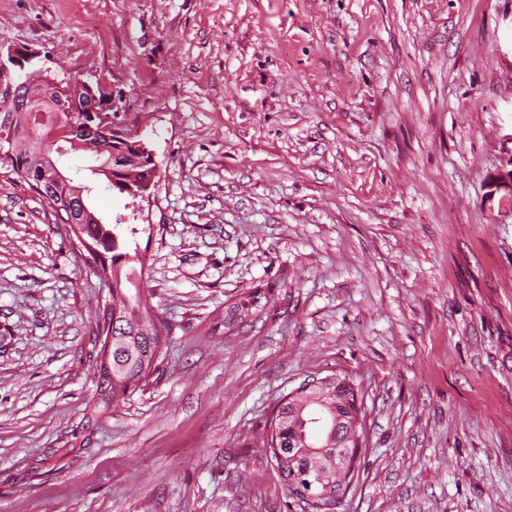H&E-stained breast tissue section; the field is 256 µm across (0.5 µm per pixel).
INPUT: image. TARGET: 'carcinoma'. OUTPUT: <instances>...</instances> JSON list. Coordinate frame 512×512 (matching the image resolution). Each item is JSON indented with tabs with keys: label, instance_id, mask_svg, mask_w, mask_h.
<instances>
[{
	"label": "carcinoma",
	"instance_id": "cac0c4a2",
	"mask_svg": "<svg viewBox=\"0 0 512 512\" xmlns=\"http://www.w3.org/2000/svg\"><path fill=\"white\" fill-rule=\"evenodd\" d=\"M47 119L38 121L37 113L16 110L10 113L8 121L0 118V148L4 147L15 155L9 173L27 185L44 177L45 157L60 159L63 153L57 147L49 146L45 156L39 155L27 135L33 130L38 136H48L55 128L67 126L69 115L46 109ZM111 121L98 134L105 151L92 154L94 164L89 166L91 176H102L106 189L124 195L131 200L144 196L153 183L152 165L135 164L128 157L147 153V143L125 125V113H110ZM96 190L94 182L76 183L67 178L64 183L44 181L43 190L37 192L42 198H49L56 205L54 221L69 228L77 227L98 252L97 265L92 273L101 280L112 282L109 302L112 303V368L95 364L93 382L95 393L84 416L86 425L97 422L109 409L125 398L128 392L141 389L149 384L150 377L158 367V361L165 356V341L162 339L163 324L143 295L145 256L126 250L127 238L136 234L131 225L105 224L92 209L90 200ZM265 294L260 289L250 291L248 298L228 307L224 311V328L231 332L252 326L266 305L261 303ZM302 418L283 404L271 423V435L267 444L274 448L280 443L284 459L275 461L290 495L304 503L310 512H324L325 506L336 498V490L348 486L351 474L336 471V459H314L303 453L300 457L290 453L288 442L301 429ZM312 471L329 486L326 497H310L300 491L301 484L292 482L293 472Z\"/></svg>",
	"mask_w": 512,
	"mask_h": 512
}]
</instances>
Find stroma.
I'll list each match as a JSON object with an SVG mask.
<instances>
[{"label":"stroma","instance_id":"1","mask_svg":"<svg viewBox=\"0 0 512 512\" xmlns=\"http://www.w3.org/2000/svg\"><path fill=\"white\" fill-rule=\"evenodd\" d=\"M0 44L106 79L148 142L150 198L93 206L135 226L168 346L83 427L109 292L1 167L0 512H303L265 442L334 377L365 441L329 512H512V214L482 189L512 0H0ZM255 285L269 315L225 335Z\"/></svg>","mask_w":512,"mask_h":512}]
</instances>
